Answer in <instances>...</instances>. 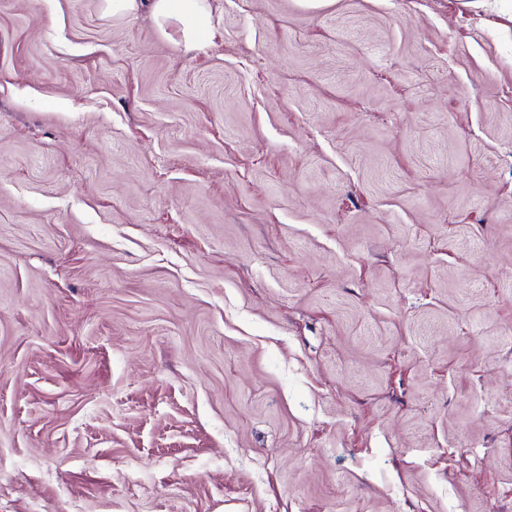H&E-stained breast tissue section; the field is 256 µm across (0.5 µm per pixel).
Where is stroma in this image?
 <instances>
[{"label": "stroma", "mask_w": 512, "mask_h": 512, "mask_svg": "<svg viewBox=\"0 0 512 512\" xmlns=\"http://www.w3.org/2000/svg\"><path fill=\"white\" fill-rule=\"evenodd\" d=\"M0 0V512H512V0ZM105 3L106 11L112 16L126 18L136 16L147 5L159 30L166 33L173 26L186 48L198 45L210 16L208 0H105Z\"/></svg>", "instance_id": "stroma-1"}]
</instances>
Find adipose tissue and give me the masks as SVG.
I'll use <instances>...</instances> for the list:
<instances>
[{
    "instance_id": "1",
    "label": "adipose tissue",
    "mask_w": 512,
    "mask_h": 512,
    "mask_svg": "<svg viewBox=\"0 0 512 512\" xmlns=\"http://www.w3.org/2000/svg\"><path fill=\"white\" fill-rule=\"evenodd\" d=\"M116 17L131 18L149 8L159 30L175 28L185 47H196L210 16L209 0H105Z\"/></svg>"
}]
</instances>
